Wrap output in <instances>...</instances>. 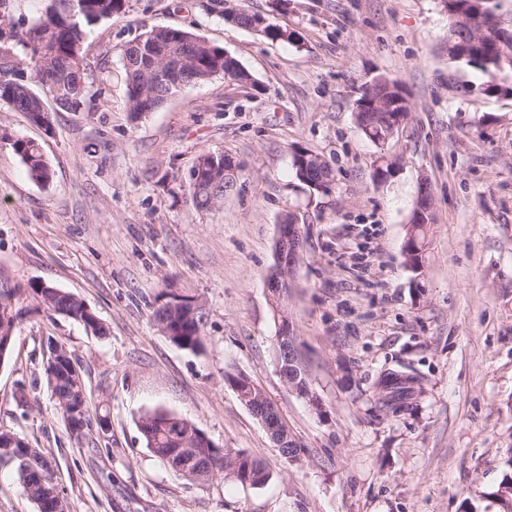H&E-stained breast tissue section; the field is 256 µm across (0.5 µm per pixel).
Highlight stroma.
Segmentation results:
<instances>
[{"instance_id":"35a3bbf8","label":"stroma","mask_w":512,"mask_h":512,"mask_svg":"<svg viewBox=\"0 0 512 512\" xmlns=\"http://www.w3.org/2000/svg\"><path fill=\"white\" fill-rule=\"evenodd\" d=\"M292 32L271 41L197 0H127L88 29L92 98L44 131L0 102V278L23 290L0 363V429L49 458L71 512H503L512 477V96L448 57L440 0H236ZM189 30L236 57L256 86L217 75L131 120L123 46L142 26ZM399 81L412 110L377 147L354 103L367 78ZM37 142L54 171L32 181L12 148ZM326 159L331 192L300 182L294 149ZM238 166L221 206L188 195L196 157ZM399 159L373 181L380 155ZM433 191L420 270L404 244L420 179ZM295 214L304 246L282 307L268 297L277 226ZM82 299L94 336L40 308L32 285ZM201 303L203 347H178L152 317L158 295ZM289 320L318 402L288 390L275 359ZM63 344L107 437L74 440L44 375ZM419 376L401 412L380 406L381 371ZM245 373L302 453L284 457L228 384ZM164 409L223 448L261 459L266 484L194 482L145 445L141 416Z\"/></svg>"}]
</instances>
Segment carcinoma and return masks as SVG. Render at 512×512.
I'll list each match as a JSON object with an SVG mask.
<instances>
[{
    "label": "carcinoma",
    "instance_id": "carcinoma-1",
    "mask_svg": "<svg viewBox=\"0 0 512 512\" xmlns=\"http://www.w3.org/2000/svg\"><path fill=\"white\" fill-rule=\"evenodd\" d=\"M12 2L0 0V26H10L8 40H0V101L17 112H25L30 120L37 121L40 116L43 98L32 85L38 84L46 91L57 108L77 111L86 97V87L78 86L66 74L64 67L79 65L83 70L90 69V63L83 50L85 27L103 20H110L123 12L126 0H42L44 7L26 22L14 21ZM224 11L221 17L240 27L250 28L259 14H248L236 8L235 0H223ZM450 17L453 24L448 35V56L463 60L480 69L487 76L486 90L493 94L507 96L512 94L509 76L502 73L498 66L499 57L504 53L512 54V29L501 27L486 35H475L467 28L466 21L477 11V0H453L450 4ZM261 36L271 41L290 40L293 34L279 25L268 22L262 27ZM179 48L185 54L183 85L188 86L205 82L217 74L227 75V80L243 87L255 86L252 75L235 63V71L226 74L224 70V50L206 39L180 28L151 27L140 32L123 48L121 60L126 75L127 101L132 119L154 110L162 101L159 88L153 80L152 67L158 66L156 59L168 49ZM381 96L390 106L388 113L411 112L410 100L399 83L386 76H375L365 82L356 99L355 112L371 104L374 98ZM363 134L373 143L383 146L392 137L388 124H380ZM14 152L25 165L30 178L47 184L53 177L49 160L40 146L28 139L18 138L12 142ZM222 152H205L197 156L191 169L204 165L210 173V188L200 189L189 185L192 203L200 210H210L224 200V182L233 178L224 174ZM319 155L297 149L292 156L295 173L304 169L305 163L313 164ZM39 302L49 311L63 315L85 325L89 324L86 304L73 297V294L38 286L33 289ZM18 290L0 287V324L4 315L15 322L20 316L18 309ZM171 332L181 345L190 351L202 347L203 317H189V311L174 309L168 316ZM413 381L410 376L393 375L388 371L381 373L377 386L385 389L394 387L396 400L409 397L410 388L406 384ZM86 429L83 436L99 432L102 425L109 423L106 411L99 413L85 406ZM170 413L155 409L140 418V430L147 448L158 457L173 451L169 438ZM18 455L14 459L24 493L27 497L41 503L38 512H54L49 494L55 488L53 470L44 467L47 461L42 449L14 448ZM228 463L222 448H200L192 467L202 474L199 481L206 482L215 475L224 472ZM243 479L252 486L266 482L268 473L262 462L249 456L240 463Z\"/></svg>",
    "mask_w": 512,
    "mask_h": 512
}]
</instances>
